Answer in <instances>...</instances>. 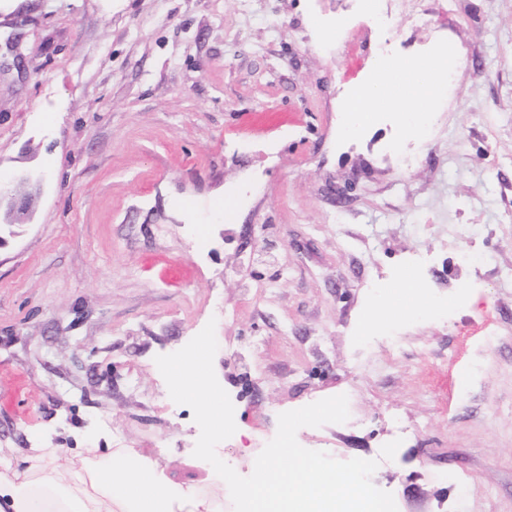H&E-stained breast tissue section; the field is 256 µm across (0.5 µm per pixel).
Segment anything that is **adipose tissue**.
I'll return each mask as SVG.
<instances>
[{
    "label": "adipose tissue",
    "mask_w": 512,
    "mask_h": 512,
    "mask_svg": "<svg viewBox=\"0 0 512 512\" xmlns=\"http://www.w3.org/2000/svg\"><path fill=\"white\" fill-rule=\"evenodd\" d=\"M384 64L355 85L348 111L365 115L385 103ZM202 508L192 489L159 485L151 460L87 448L76 456L61 448L32 449L24 466L0 462V512H173L174 502Z\"/></svg>",
    "instance_id": "adipose-tissue-1"
}]
</instances>
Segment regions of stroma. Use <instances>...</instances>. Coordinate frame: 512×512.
<instances>
[{
	"instance_id": "obj_1",
	"label": "stroma",
	"mask_w": 512,
	"mask_h": 512,
	"mask_svg": "<svg viewBox=\"0 0 512 512\" xmlns=\"http://www.w3.org/2000/svg\"><path fill=\"white\" fill-rule=\"evenodd\" d=\"M369 29L448 62L417 137L391 109L340 132ZM28 170L0 459L127 448L233 512L155 363L212 320L239 475L280 413L343 394L301 446L378 460L398 512H512V0H398L378 30L357 0H0V177Z\"/></svg>"
}]
</instances>
